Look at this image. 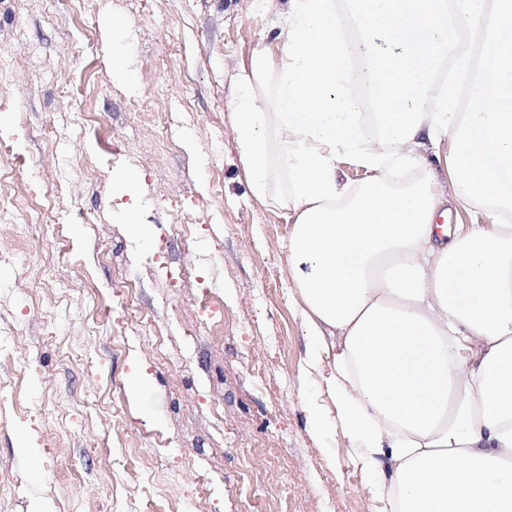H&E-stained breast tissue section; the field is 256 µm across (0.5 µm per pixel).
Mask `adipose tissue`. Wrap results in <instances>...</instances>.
Returning <instances> with one entry per match:
<instances>
[{"instance_id": "ef3b65f1", "label": "adipose tissue", "mask_w": 512, "mask_h": 512, "mask_svg": "<svg viewBox=\"0 0 512 512\" xmlns=\"http://www.w3.org/2000/svg\"><path fill=\"white\" fill-rule=\"evenodd\" d=\"M275 50L233 95L254 198L295 214L294 301L375 512H512V0H287ZM490 24L466 111L436 94L461 24ZM365 89L367 111L357 107ZM449 139L453 195L485 223L451 235L421 139ZM369 180L348 194L336 161Z\"/></svg>"}]
</instances>
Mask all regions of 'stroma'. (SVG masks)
<instances>
[{
  "mask_svg": "<svg viewBox=\"0 0 512 512\" xmlns=\"http://www.w3.org/2000/svg\"><path fill=\"white\" fill-rule=\"evenodd\" d=\"M284 8L0 0L7 219L32 206L58 226L20 241L0 225V329L17 336L0 360V512H374L327 390L333 360L305 365L295 215L254 200L232 132L234 84ZM119 173L138 182L148 239L120 215ZM121 274L132 293L113 290ZM209 292L224 304L218 336L199 312Z\"/></svg>",
  "mask_w": 512,
  "mask_h": 512,
  "instance_id": "obj_1",
  "label": "stroma"
}]
</instances>
